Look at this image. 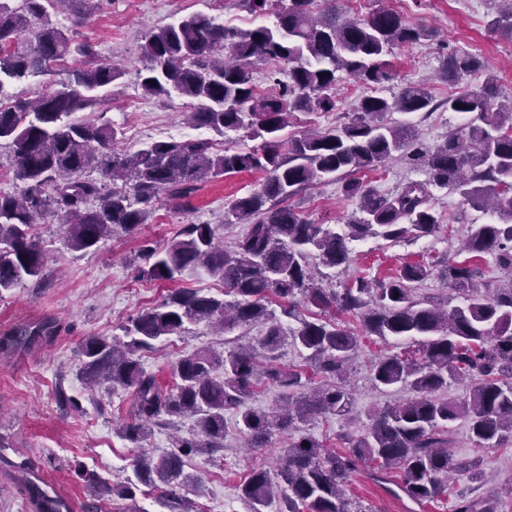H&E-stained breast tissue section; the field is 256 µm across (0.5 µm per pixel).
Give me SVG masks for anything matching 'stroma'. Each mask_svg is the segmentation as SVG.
<instances>
[{
	"instance_id": "obj_1",
	"label": "stroma",
	"mask_w": 512,
	"mask_h": 512,
	"mask_svg": "<svg viewBox=\"0 0 512 512\" xmlns=\"http://www.w3.org/2000/svg\"><path fill=\"white\" fill-rule=\"evenodd\" d=\"M381 3L401 13L410 24L438 33L437 39L392 55L395 79L387 85L386 95L398 92L404 84L415 83L426 85L434 98H446L448 82L442 76L441 61L451 51L464 50L476 55L482 66L465 76L462 86L481 87L493 74L498 78L501 97H512V38L489 28L497 11L496 0H336L345 17L361 19ZM197 12L223 14L225 22L240 28L275 21L271 15L260 18L250 14L240 0H68L63 9L52 13L51 21L67 30L75 44L92 45L95 57L72 54L55 74L8 85V97L34 98L61 88L70 69L107 62L120 68L123 76L101 90L100 103L85 112V119L117 129L116 147L120 150H135L144 143L168 139L170 131L185 128L187 107L184 98L178 96L143 94L138 80L144 64L143 47L157 28ZM353 86L349 79L338 81L332 91L335 111L298 113L286 136L300 135L309 128L328 131L346 122L358 102L351 93ZM389 119L415 124L429 145L442 143L461 123L456 113L441 110L411 115L394 112ZM263 178L260 172H243L205 181L190 198L162 201L148 223L135 233L117 232L85 252L71 249L57 216H48L44 224L38 225L36 232L51 256L47 280L42 285L27 280L0 295V334L46 319L56 320L59 330L49 344L22 346L9 355H0V512H34L23 491L27 474L21 471V463L33 462L36 483L62 499L71 512H87L88 488L76 476V468L96 472L122 486L133 476L139 452L158 457L168 451L169 430L155 429L139 446L118 434V426L127 418L130 395L122 389L92 392L84 386L78 374L81 345L90 336L118 334L121 324L160 304L175 289L221 294L222 283L201 270L184 273L173 281L140 278L139 245L145 240L166 245L181 225L196 223L213 225L219 242L224 248H232L246 227L226 223L224 216L235 198L247 194ZM430 202L442 217L439 231L431 236L409 235L393 246L372 237L352 242V262L345 268L325 269L318 257H310V266L322 271L323 286L338 288L358 276L383 280L403 262L422 257L434 258L444 266L467 259L463 249L465 221L476 218L483 222L486 214L466 209L461 197L451 192L434 191ZM289 203L313 223L336 229L357 209L356 200L344 196L338 178L299 192ZM263 330L259 323L218 335L206 324H193L183 335L157 341L143 354L142 365L168 390L173 385V366L181 356L201 350L220 354L240 343L255 344ZM408 345V340L401 338L367 337L342 382L351 397L352 414L312 421L310 433L327 448H336L340 435L362 433L375 411L402 399V392L384 391L373 385L371 364ZM63 394L68 395V402H60ZM225 420L223 451L186 461V472L197 475L198 481L186 487L184 495L199 512H250V504L240 496V483L252 469L276 471L281 450L289 442L288 434L280 433L266 447L243 450L244 437L233 415H226ZM448 438L454 458L480 460V483L472 485L463 477L450 478L444 495L420 507L374 484L367 467L362 466L346 489L352 512H451L456 495L465 488L485 499L512 502V445L480 447L462 419L453 424Z\"/></svg>"
}]
</instances>
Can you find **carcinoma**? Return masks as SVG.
<instances>
[{"label":"carcinoma","mask_w":512,"mask_h":512,"mask_svg":"<svg viewBox=\"0 0 512 512\" xmlns=\"http://www.w3.org/2000/svg\"><path fill=\"white\" fill-rule=\"evenodd\" d=\"M61 2L22 0L14 8L10 0H0V97L6 96L7 85L48 72L74 51L95 55L89 44L73 46L68 32L51 22L49 10ZM242 2L255 14L274 11L273 26L231 27L204 13L162 26L144 45L140 87L146 96L178 94L190 105V125L227 142L244 131L262 139L258 149L218 151L209 139H189L147 142L132 153H100L114 144L116 130L89 123L78 113L98 104L93 91L121 77L113 66L76 70L63 88L0 109V141L10 142L13 150L9 173L22 184L18 194L0 192V294L28 278H44L46 253L34 226L48 212L64 221L71 248L87 251L118 229L132 233L147 223L163 197L187 199L200 183L219 175L265 173L258 187L231 205L235 223L248 225L234 249L217 243L210 224L183 225L162 250L147 240L138 249L142 277L174 280L187 270L203 269L224 283L222 296L175 291L123 325V336H90L81 345L88 386L109 382L132 392L130 421L121 427L124 438L141 442L154 428H168L182 418L194 419L196 432L173 439L171 449L156 459L138 457L135 481L120 491L94 472L79 469L77 475L95 499L114 493L130 497L138 482L160 483L167 512H199L182 494L184 459L224 448V415L231 411L248 436L247 448L264 447L276 431L297 433L276 477L257 469L240 485L252 512H265L275 502L278 512H350L346 487L363 462L374 463V482L396 485L422 507L446 492L441 475L458 470L470 482L478 479L448 453V431L457 420L468 421L482 447L512 442V382L501 380L505 374L512 377V286L482 293L475 284L476 264L466 259L450 265L445 278L464 294V304L448 311L414 296V285L432 275L434 262L403 263L373 296L364 277L337 290L316 286L307 257L315 252L322 265L336 269L349 264L354 240L371 236L397 243L409 232L432 235L441 219L430 205V189H449L493 218L468 225L465 250L492 256L512 280V98L500 99L492 77L478 89H462L439 102L416 84L394 97L382 94L394 78L388 57L431 37L428 28L407 23L391 9L345 19L335 0H325L317 16L315 0H288L279 10L277 0ZM500 2L505 7L492 29L512 33V0ZM273 60L288 64L287 79L278 93L260 95L249 68ZM480 67L472 54L455 51L444 58L442 69L448 83L456 85ZM343 75L370 89L349 120L326 133L283 139L294 113L336 108L330 91ZM440 108L458 114L463 123L431 149L419 143L415 125L385 122L391 112L429 114ZM397 158L425 168L427 182L410 181L382 195L357 178L346 180L343 194L358 201V213L340 231L310 222L288 204L332 175L376 171ZM94 161L112 188L82 177ZM275 300L287 317L302 303L318 313L300 320L286 336L268 310ZM336 311L361 318L368 336H421L423 341L415 356L386 355L372 365L376 387L403 385L409 396L376 411L363 434L342 436L346 450L327 452L302 425L351 412L350 397L336 379L362 341L324 318ZM200 322L224 334L254 323L264 324L265 331L257 345H239L222 357L201 351L182 357L174 367L175 391L163 392L144 370L140 352ZM57 331L52 320L23 326L0 336V353L48 342ZM287 342L308 352L312 369L328 382L311 385L301 372L277 366ZM218 367L223 373L216 377ZM262 374L274 386L302 389L294 405L268 412L248 407ZM450 379L471 383L468 399L436 396ZM28 492L36 512H65L64 502L40 486L31 483ZM452 512L507 510L496 501L460 493Z\"/></svg>","instance_id":"obj_1"}]
</instances>
